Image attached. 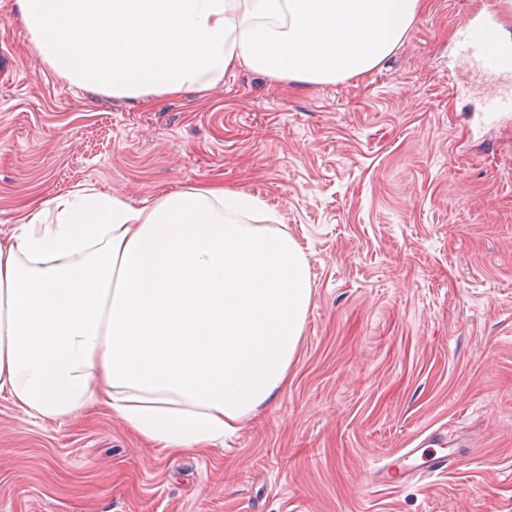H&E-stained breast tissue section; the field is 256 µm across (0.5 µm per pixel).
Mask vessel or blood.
<instances>
[{"label": "vessel or blood", "instance_id": "b4317fda", "mask_svg": "<svg viewBox=\"0 0 512 512\" xmlns=\"http://www.w3.org/2000/svg\"><path fill=\"white\" fill-rule=\"evenodd\" d=\"M464 54L480 72L494 77L512 78V44L499 40L493 24L464 17L460 23ZM450 459L445 455L428 453L421 466L409 467L412 478L432 476L447 470Z\"/></svg>", "mask_w": 512, "mask_h": 512}]
</instances>
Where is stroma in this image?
Instances as JSON below:
<instances>
[{"mask_svg":"<svg viewBox=\"0 0 512 512\" xmlns=\"http://www.w3.org/2000/svg\"><path fill=\"white\" fill-rule=\"evenodd\" d=\"M0 0V239L86 186L151 206L206 182L304 247L312 295L288 386L222 444L173 457L93 404L57 422L0 397V512H512V84L469 68L428 0L393 54L335 84L251 70L137 106L70 85ZM447 472L373 486L423 430Z\"/></svg>","mask_w":512,"mask_h":512,"instance_id":"obj_1","label":"stroma"}]
</instances>
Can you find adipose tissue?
<instances>
[{
    "label": "adipose tissue",
    "instance_id": "adipose-tissue-1",
    "mask_svg": "<svg viewBox=\"0 0 512 512\" xmlns=\"http://www.w3.org/2000/svg\"><path fill=\"white\" fill-rule=\"evenodd\" d=\"M71 85L143 105L245 68L301 84L375 69L427 0H15ZM265 223L249 224V215ZM205 183L153 206L79 188L0 240V396L31 418L91 403L179 454L223 442L288 384L310 303L301 245Z\"/></svg>",
    "mask_w": 512,
    "mask_h": 512
}]
</instances>
